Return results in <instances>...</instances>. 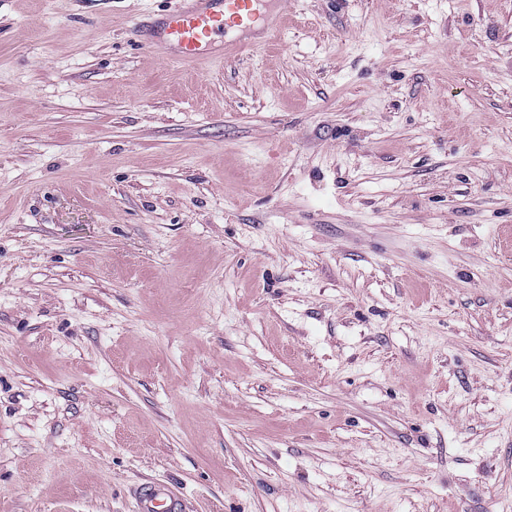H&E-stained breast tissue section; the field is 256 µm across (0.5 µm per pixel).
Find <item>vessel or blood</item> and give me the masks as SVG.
<instances>
[{
    "label": "vessel or blood",
    "instance_id": "vessel-or-blood-1",
    "mask_svg": "<svg viewBox=\"0 0 512 512\" xmlns=\"http://www.w3.org/2000/svg\"><path fill=\"white\" fill-rule=\"evenodd\" d=\"M275 27V13L261 12L260 0H189L161 22L151 46L160 53L176 49L179 59L194 62L216 40L229 52L254 44ZM133 498L136 512H186L184 501L163 483L140 486Z\"/></svg>",
    "mask_w": 512,
    "mask_h": 512
}]
</instances>
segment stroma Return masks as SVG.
I'll use <instances>...</instances> for the list:
<instances>
[{"label":"stroma","mask_w":512,"mask_h":512,"mask_svg":"<svg viewBox=\"0 0 512 512\" xmlns=\"http://www.w3.org/2000/svg\"><path fill=\"white\" fill-rule=\"evenodd\" d=\"M0 0V512H512V0ZM167 15L149 45L159 53L174 48L184 62L201 59L224 36V52L256 44L276 27V11L261 13L262 0H189ZM229 32L234 33L227 39ZM133 498L136 512H186L184 501L166 484L153 483L138 487Z\"/></svg>","instance_id":"obj_1"}]
</instances>
